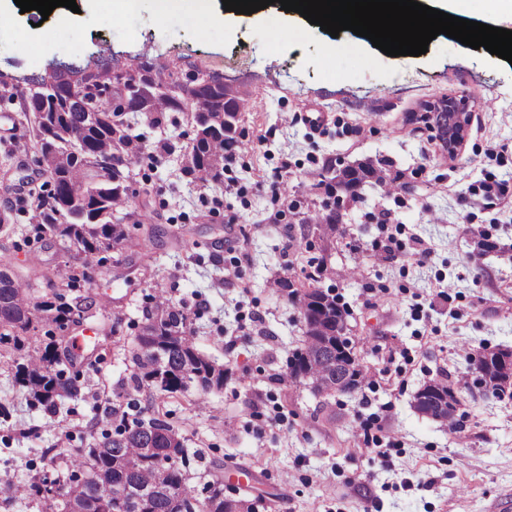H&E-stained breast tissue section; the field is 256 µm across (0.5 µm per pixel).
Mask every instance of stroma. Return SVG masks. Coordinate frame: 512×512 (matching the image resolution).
<instances>
[{
	"label": "stroma",
	"instance_id": "35a3bbf8",
	"mask_svg": "<svg viewBox=\"0 0 512 512\" xmlns=\"http://www.w3.org/2000/svg\"><path fill=\"white\" fill-rule=\"evenodd\" d=\"M284 25L278 42L235 16L205 30L188 13L156 16L148 0L118 20L111 0L46 18L13 4L0 20V210H12L0 264L31 278L37 296L66 292L73 261L30 237L34 205L17 202L20 178L37 193L48 181L24 105L35 82L141 66L174 83L231 72L250 94L240 125L252 145L204 185L183 171L187 115L158 125L136 115L135 133L159 156L135 169V193L116 211L123 250L105 252L76 289L111 300L67 333L81 399H59L50 415L15 379L17 363L51 343L47 327L0 355V512H45L9 486L63 473L64 454L98 441L132 401L167 413L223 475L225 498L255 512H512V399L464 392L466 349L512 350V64L442 34L426 54L391 57L349 30ZM450 95L467 96L471 113L453 154L419 120L423 103ZM306 112L323 113L318 129ZM330 162L377 174L321 239L300 218ZM392 177L401 188L389 192ZM283 181L289 194H275ZM313 256L326 260L322 288L350 312L365 371L351 396L285 379L305 328L279 282L298 280ZM160 293L189 316L198 351L228 368L223 389L130 386L143 312ZM429 382L461 392L460 428L414 410Z\"/></svg>",
	"mask_w": 512,
	"mask_h": 512
}]
</instances>
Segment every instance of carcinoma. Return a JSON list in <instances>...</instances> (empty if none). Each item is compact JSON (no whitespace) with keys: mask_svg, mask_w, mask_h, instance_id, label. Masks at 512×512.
Masks as SVG:
<instances>
[{"mask_svg":"<svg viewBox=\"0 0 512 512\" xmlns=\"http://www.w3.org/2000/svg\"><path fill=\"white\" fill-rule=\"evenodd\" d=\"M140 85L160 89L169 81L162 73L149 69L136 78L129 77L124 88L131 109L138 106L136 87ZM37 94L39 104L48 112L47 123H37L34 148L41 153L51 146L63 149L64 133L82 129L85 151L56 173L47 194L36 196L42 218L31 231L40 238L51 235L58 239L73 252L76 265L88 270L99 254L119 248L126 240L122 218L114 216V210L129 197L133 170L152 155L143 138L132 133V126L114 121L110 84L98 82L94 76L72 81L51 75L42 79ZM216 104L215 88L209 86L180 101L152 108L157 113L153 117L156 124L161 122L160 112L190 114L193 165L183 171L204 185L217 183L224 175V168L213 159L230 162L245 149L244 136L235 128L237 106H230L225 113L229 122L209 131L208 118ZM108 156L112 157V169L101 175L96 170L97 159ZM336 178V168L330 165L322 179L311 186L314 192L324 189L326 198L320 201L315 215L300 219V223L311 224L320 233L336 230V225L330 223L331 215L325 213ZM323 273L324 263L312 260L302 270L299 288H293L287 280L279 281L281 287L291 289V298L299 299L305 326L303 347L290 360L287 377L293 383L309 380L320 393L352 394L360 386L363 369L351 339L340 342L336 338V327H348L349 313L336 297L321 291ZM94 304L95 300L81 296L69 303L56 292L36 298L31 284L0 268V349H18L19 334L36 323L45 322L62 332L41 356L29 357L16 367V380L49 410L55 408L59 398L77 399L81 395L77 377H68L54 366L69 358L63 332L74 323V311L82 312ZM135 341L130 378L133 389L146 385L166 395L194 384L205 391L224 388L228 369L197 350L192 322L169 299H158L154 309L145 311ZM481 378L493 396L500 398L507 393L512 397V392H507L512 380L495 359L484 364ZM460 405L458 393L443 384L424 398L415 395L413 407L423 416L454 426ZM190 472L187 439L150 406L138 409L132 418L123 414L113 432L102 434L101 441L70 456L66 476L24 484L12 493L22 491L29 498L41 499L54 512H64L68 500L79 503L84 512H218L217 507L224 504V482L210 478L205 470L197 475L202 488L194 494L187 485ZM101 474L112 480V497L105 500L97 494L96 480Z\"/></svg>","mask_w":512,"mask_h":512,"instance_id":"cac0c4a2","label":"carcinoma"}]
</instances>
